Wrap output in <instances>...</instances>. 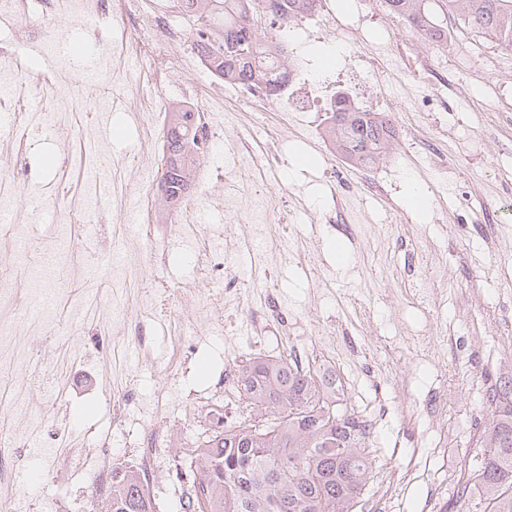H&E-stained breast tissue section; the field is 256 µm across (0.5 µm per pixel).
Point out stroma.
<instances>
[{
	"instance_id": "obj_1",
	"label": "stroma",
	"mask_w": 512,
	"mask_h": 512,
	"mask_svg": "<svg viewBox=\"0 0 512 512\" xmlns=\"http://www.w3.org/2000/svg\"><path fill=\"white\" fill-rule=\"evenodd\" d=\"M428 2L447 34L439 43L411 32L377 0H327L329 24L289 46L293 65L319 74V103L344 92L357 107L391 116L397 135L371 166L335 150L325 113L282 112L262 99L248 106L224 92L215 115L224 139H246L258 154L277 150L280 160L259 183L201 155L181 204L186 235L158 232L148 241L142 287L182 288L198 273L187 253L204 248L214 225L229 223L236 243L225 287L240 307L265 306L274 292L280 308L260 334L236 319L233 343L199 344L179 369L168 363L167 338L192 334L195 325L181 322L178 303L143 310L153 355L115 340L98 387L67 389L71 422L108 424L117 377H137L139 390L166 395L180 419L173 458L185 433L209 428L206 393L215 383L224 385L225 416L235 417L240 368L290 353L333 373L340 399L371 427L373 472L355 512H462L459 492L476 469L489 395L512 378V50L439 0ZM17 10L52 38L45 45L0 23V49L15 56L23 82L57 68L70 21L37 0H18ZM333 45L341 52L328 66L320 50ZM190 51L187 43L174 48L180 65L167 74L146 49L125 56L122 72L99 68L92 83L73 66L60 91L75 112L32 120L24 150L0 155V179L17 186L14 205L33 196L43 203L25 217L33 237L78 204L98 227L102 247L85 257L96 301H86L81 284L55 283L60 315L84 307L68 325L66 359L83 355L112 298L113 214L159 198L167 107L194 104L193 89L212 80L183 65ZM128 166L138 169L136 182L127 181ZM228 181L281 200L263 239L252 238L247 216L218 205ZM414 191L425 196V209L410 206ZM58 454L42 449L43 481L20 477V490L27 499L59 497L61 512H83L76 483L51 473Z\"/></svg>"
}]
</instances>
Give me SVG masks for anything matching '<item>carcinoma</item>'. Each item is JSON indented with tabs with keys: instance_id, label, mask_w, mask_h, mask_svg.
Returning a JSON list of instances; mask_svg holds the SVG:
<instances>
[{
	"instance_id": "cac0c4a2",
	"label": "carcinoma",
	"mask_w": 512,
	"mask_h": 512,
	"mask_svg": "<svg viewBox=\"0 0 512 512\" xmlns=\"http://www.w3.org/2000/svg\"><path fill=\"white\" fill-rule=\"evenodd\" d=\"M320 0H181L193 21L192 48L224 80L260 83L274 101L284 92L286 41L263 40L267 17L281 25L315 12ZM430 42L445 37L427 0H378ZM451 13L512 48V0H445ZM224 18L217 32L213 21ZM326 131L351 162L368 167L393 138L387 115L361 112L336 95ZM164 168L159 188L171 205L190 192L191 167L202 154L191 112L174 107L164 127ZM246 415L214 429L203 448L181 456L177 467L194 476L198 494L187 512H353L372 459L368 424L342 407L336 380L317 367L286 357L255 358L239 372ZM494 413L484 429L480 462L460 491L465 512H512V379L490 395ZM267 418L268 425L254 424ZM96 512H153L150 493L134 467L114 473L112 498Z\"/></svg>"
}]
</instances>
